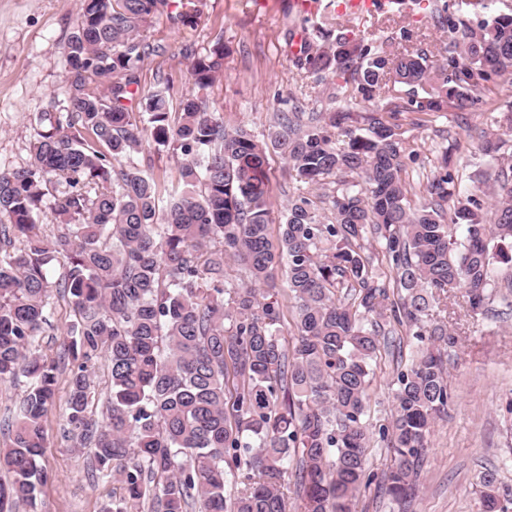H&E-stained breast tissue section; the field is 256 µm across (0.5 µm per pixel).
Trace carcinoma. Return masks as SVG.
Masks as SVG:
<instances>
[{
	"mask_svg": "<svg viewBox=\"0 0 512 512\" xmlns=\"http://www.w3.org/2000/svg\"><path fill=\"white\" fill-rule=\"evenodd\" d=\"M427 2L448 34L440 64L402 46L407 29L391 32L385 48L332 10L296 60L318 81L340 80L339 101L370 102L393 83L406 88L405 106L282 112L268 145L227 131L191 93L178 112L160 90L130 111L139 65L158 52L140 28L171 0H81L64 98L39 114L47 130L31 161L0 167V383L26 378L0 449L10 474L0 512H39L44 421L66 363L62 438L91 452L96 480L124 491L103 512H141L147 500L150 512H288L290 476L297 512H352L377 479L404 501L415 495L434 423L453 404L447 357L458 336L448 302L475 316L497 301L512 307V277L495 266H512V155L485 133L487 171L472 190L456 189L445 156L415 202L405 174L419 151L397 123L403 112L463 111L511 77L512 14L479 20L483 0H468V11ZM183 55L204 89L222 71L224 43ZM147 141L182 155V189L165 209L136 161ZM271 147L299 182L336 178L331 216L303 191L272 234ZM44 209L60 218L51 238L38 223ZM379 260L389 276L376 273ZM55 261L63 272L53 280ZM231 265L244 276L229 277ZM53 291L74 313L57 363L40 353ZM397 330L412 359L396 361L392 420L379 432L393 459L377 475L363 419L377 352ZM98 357L111 377L101 421L89 414L88 364ZM479 485L481 512H512L493 474Z\"/></svg>",
	"mask_w": 512,
	"mask_h": 512,
	"instance_id": "obj_1",
	"label": "carcinoma"
}]
</instances>
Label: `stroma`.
Instances as JSON below:
<instances>
[{
	"label": "stroma",
	"instance_id": "1",
	"mask_svg": "<svg viewBox=\"0 0 512 512\" xmlns=\"http://www.w3.org/2000/svg\"><path fill=\"white\" fill-rule=\"evenodd\" d=\"M292 0H175L179 10L194 14V25L173 22L159 14L144 26L142 38L158 46L138 69L140 88L150 91L169 80L166 91L171 111H178L189 91H196L207 111L224 117L227 128L246 129L266 142L276 129L277 115L293 109L322 112L333 87L316 82L297 69L295 40L307 34L315 14L300 13ZM80 0H0V166L26 164L41 130L37 116L65 89L64 59ZM410 29L413 43L443 56L445 39L422 10L395 17ZM223 41L227 53L222 74L197 91L189 79V47L205 54ZM512 102V79L500 78L490 103L475 104L464 115L442 112L413 125L412 114H401L403 136L419 147L420 158L408 180L417 183L437 163L449 139H459L461 151L452 153L459 188L471 189L479 170L476 154L480 132L499 134L512 153V132L500 128L499 108ZM142 169L152 173L160 200H168L179 177L180 154L146 144L139 156ZM460 343L449 365V385L455 395L447 416L438 419L421 472L419 489L399 502L372 484L355 505L356 512H479L476 483L487 472L500 486L512 488V449L506 447L502 409L512 400V310L496 316H469L457 308ZM395 365L383 355L370 390L366 421L372 430L388 425L392 398L389 384ZM68 367H60L53 408L45 418L47 446L41 463L48 475L39 499L42 512H101L122 490L112 481L97 482L90 475L89 453L67 447L60 437L68 399Z\"/></svg>",
	"mask_w": 512,
	"mask_h": 512
}]
</instances>
